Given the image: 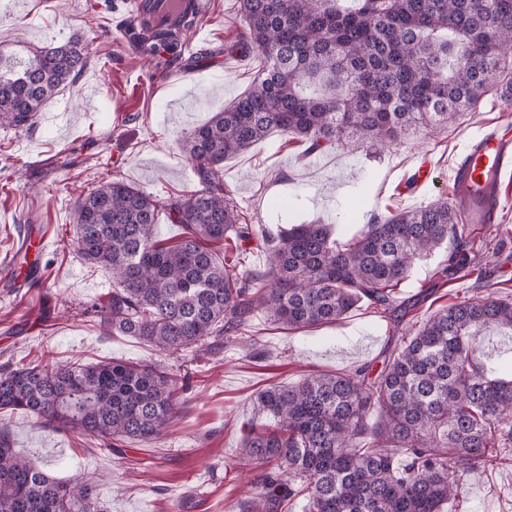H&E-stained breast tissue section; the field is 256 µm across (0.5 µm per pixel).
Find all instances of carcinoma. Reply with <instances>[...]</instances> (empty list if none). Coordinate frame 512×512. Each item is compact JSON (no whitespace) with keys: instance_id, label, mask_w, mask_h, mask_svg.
<instances>
[{"instance_id":"1","label":"carcinoma","mask_w":512,"mask_h":512,"mask_svg":"<svg viewBox=\"0 0 512 512\" xmlns=\"http://www.w3.org/2000/svg\"><path fill=\"white\" fill-rule=\"evenodd\" d=\"M238 11L243 28L228 51L258 58L260 68L240 97L182 139L200 188L160 201L114 178L77 201V253L112 275L101 326L174 353L224 338L254 312L294 330L339 321L363 302L403 319L411 309L399 308L392 287L447 243L437 283L462 274L482 281L460 238L461 212L446 200L373 219L345 243L325 224H298L270 241L262 225L241 223L224 161L273 131L310 153L352 140L381 150L456 121L491 92L511 105L512 0H358L351 10L336 0H238ZM196 23L159 35L145 21L139 46L172 54L170 65ZM87 60L72 37L0 72V126L29 127ZM161 211L186 229L175 245L157 240ZM228 238L258 240L265 270L210 247ZM486 328L512 331V300L489 293L438 307L378 370L261 390L257 407L271 423L254 424L239 448V464L260 471L241 512H293L302 500L305 512H442L512 441V378L498 374L479 340ZM175 393L167 371L148 363L46 362L0 375L1 411L32 413L109 449L159 439ZM0 512L104 509L89 480L49 476L0 427Z\"/></svg>"}]
</instances>
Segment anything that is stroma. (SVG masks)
Here are the masks:
<instances>
[{"label":"stroma","mask_w":512,"mask_h":512,"mask_svg":"<svg viewBox=\"0 0 512 512\" xmlns=\"http://www.w3.org/2000/svg\"><path fill=\"white\" fill-rule=\"evenodd\" d=\"M213 2L168 68L128 42L134 0H11L0 10L1 70H19L32 51L75 36L89 56L33 125L0 127V372L47 359H115L164 366L177 381L168 428L125 458L43 427L32 414H0L17 452L36 455L53 477H91L107 512H238V501L254 491L255 474L239 466L238 449L260 420L257 393L321 372L380 367L406 331L361 304L339 322L300 330L259 314L211 351L168 354L100 326L97 309L111 296L112 278L78 256L77 197L100 178L122 179L160 200L197 190L179 139L243 93L259 68L256 59L228 50L243 27L237 0ZM189 96L198 111L181 110ZM500 120L512 135V106L492 95L455 123L389 150L352 143L313 156L300 140L276 132L226 160L224 183L244 223L263 225L270 236L319 219L335 223L344 241L372 217L451 199L450 162ZM461 232L489 278H459L435 290L447 255L438 249L393 289L396 301L415 303L416 319L489 292L512 298V207L479 235L466 226ZM445 512H512V452L471 473Z\"/></svg>","instance_id":"1"}]
</instances>
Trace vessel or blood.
Wrapping results in <instances>:
<instances>
[{
  "instance_id": "1",
  "label": "vessel or blood",
  "mask_w": 512,
  "mask_h": 512,
  "mask_svg": "<svg viewBox=\"0 0 512 512\" xmlns=\"http://www.w3.org/2000/svg\"><path fill=\"white\" fill-rule=\"evenodd\" d=\"M512 173V140L490 130L473 140L452 165L454 192L463 194L467 223L486 227L497 223L505 208L500 185Z\"/></svg>"
}]
</instances>
